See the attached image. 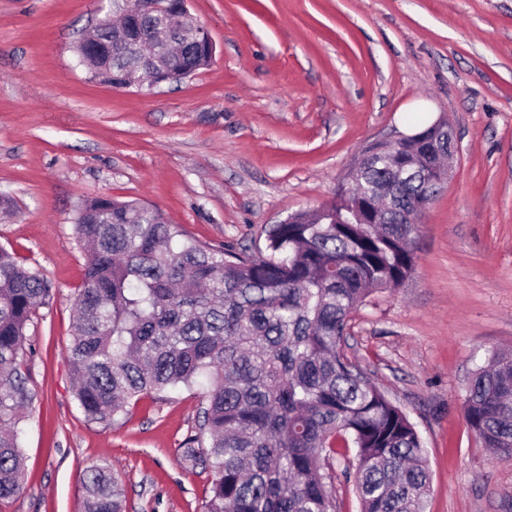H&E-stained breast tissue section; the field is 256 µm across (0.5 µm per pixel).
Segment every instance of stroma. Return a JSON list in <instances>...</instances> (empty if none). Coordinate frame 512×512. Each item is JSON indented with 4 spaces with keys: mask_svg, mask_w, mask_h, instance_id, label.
I'll use <instances>...</instances> for the list:
<instances>
[{
    "mask_svg": "<svg viewBox=\"0 0 512 512\" xmlns=\"http://www.w3.org/2000/svg\"><path fill=\"white\" fill-rule=\"evenodd\" d=\"M210 65L154 88L92 80L76 46L98 0H0V246L52 285L21 373L22 493L0 512H83L107 459L126 512H202L211 476L178 449L199 388L88 421L67 361L84 202L157 207L211 245L263 253L266 230L329 204L362 149L446 117L453 172L418 218L416 262L352 315L347 353L420 432L427 512H512V460L479 447L467 378L512 349V0H189Z\"/></svg>",
    "mask_w": 512,
    "mask_h": 512,
    "instance_id": "1",
    "label": "stroma"
}]
</instances>
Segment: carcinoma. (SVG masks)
Here are the masks:
<instances>
[{
	"label": "carcinoma",
	"mask_w": 512,
	"mask_h": 512,
	"mask_svg": "<svg viewBox=\"0 0 512 512\" xmlns=\"http://www.w3.org/2000/svg\"><path fill=\"white\" fill-rule=\"evenodd\" d=\"M142 65L122 50L85 63L116 87ZM431 180L427 167L391 172L369 147L330 205L269 227L265 257L201 243L135 201H87L74 224L90 252L67 349L85 417L109 425L143 395L200 386L202 421L180 450L211 475L203 512H339L324 470L338 455L353 458L360 512H426L422 439L344 347L358 306L410 276ZM378 189L388 207L372 224ZM50 293L38 269L0 248V500L23 489L18 425L32 395L19 363ZM463 408L476 440L511 458L512 349L471 373ZM83 509L124 512L104 460L86 471Z\"/></svg>",
	"instance_id": "carcinoma-1"
}]
</instances>
